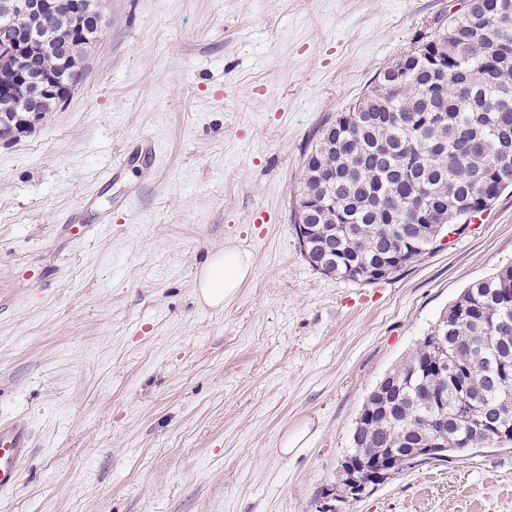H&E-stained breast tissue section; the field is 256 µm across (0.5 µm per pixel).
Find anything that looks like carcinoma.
Listing matches in <instances>:
<instances>
[{"label": "carcinoma", "mask_w": 512, "mask_h": 512, "mask_svg": "<svg viewBox=\"0 0 512 512\" xmlns=\"http://www.w3.org/2000/svg\"><path fill=\"white\" fill-rule=\"evenodd\" d=\"M55 28L37 27L31 43L41 74L69 96L63 57L85 59L81 48L102 30L70 16L69 0ZM75 38L63 47L42 39L62 26ZM8 126L26 98L3 89ZM512 186V0H464L437 22L436 31L380 71L348 111L323 126L306 151L303 181L291 222L309 264L326 276L371 284L395 276L432 250L442 232L483 213ZM448 356V375L433 368ZM389 376L398 381L397 408L412 420L385 413L369 393L344 456L380 481L374 459L391 475L412 466L402 448H425L430 434L448 444V457L475 448L512 446V266L471 283ZM434 391L439 402L417 396Z\"/></svg>", "instance_id": "cac0c4a2"}]
</instances>
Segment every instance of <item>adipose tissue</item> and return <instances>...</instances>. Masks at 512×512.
Wrapping results in <instances>:
<instances>
[{
	"instance_id": "obj_1",
	"label": "adipose tissue",
	"mask_w": 512,
	"mask_h": 512,
	"mask_svg": "<svg viewBox=\"0 0 512 512\" xmlns=\"http://www.w3.org/2000/svg\"><path fill=\"white\" fill-rule=\"evenodd\" d=\"M250 274V265L238 250L227 248L216 252L203 266L196 283L199 302L212 307H223L233 297Z\"/></svg>"
}]
</instances>
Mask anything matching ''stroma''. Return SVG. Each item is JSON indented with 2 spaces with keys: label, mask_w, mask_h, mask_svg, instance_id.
I'll list each match as a JSON object with an SVG mask.
<instances>
[{
  "label": "stroma",
  "mask_w": 512,
  "mask_h": 512,
  "mask_svg": "<svg viewBox=\"0 0 512 512\" xmlns=\"http://www.w3.org/2000/svg\"><path fill=\"white\" fill-rule=\"evenodd\" d=\"M459 8L101 0L77 90L0 140V421L24 418L34 445L0 512H512V448L336 498L370 390L512 265V192L373 284L313 269L291 222L322 125ZM227 247L250 276L211 308L195 280Z\"/></svg>",
  "instance_id": "obj_1"
}]
</instances>
